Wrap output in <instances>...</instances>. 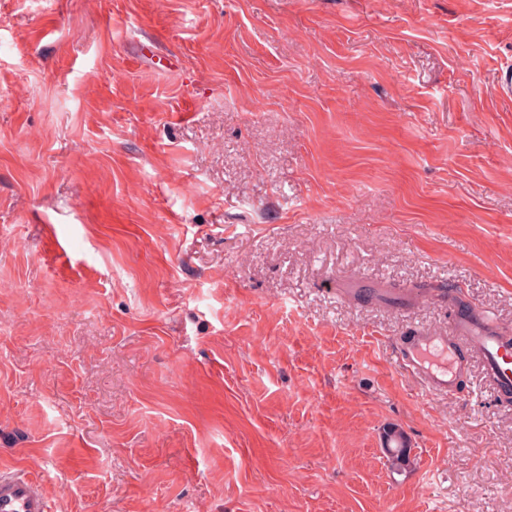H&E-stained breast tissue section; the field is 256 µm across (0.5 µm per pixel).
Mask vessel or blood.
<instances>
[{
    "label": "vessel or blood",
    "mask_w": 512,
    "mask_h": 512,
    "mask_svg": "<svg viewBox=\"0 0 512 512\" xmlns=\"http://www.w3.org/2000/svg\"><path fill=\"white\" fill-rule=\"evenodd\" d=\"M465 345L477 355L494 389L512 391V339L471 313L456 316L449 332L407 337L396 346L395 357L428 391L451 394L468 365L461 354ZM0 512H49L40 482L24 471L1 467Z\"/></svg>",
    "instance_id": "vessel-or-blood-1"
}]
</instances>
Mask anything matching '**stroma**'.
Listing matches in <instances>:
<instances>
[{
	"label": "stroma",
	"mask_w": 512,
	"mask_h": 512,
	"mask_svg": "<svg viewBox=\"0 0 512 512\" xmlns=\"http://www.w3.org/2000/svg\"><path fill=\"white\" fill-rule=\"evenodd\" d=\"M507 69L512 0H0V462L50 512H512V402L393 348L512 336ZM382 446L393 471L399 473L410 466V448L402 429L396 426L386 427L382 436Z\"/></svg>",
	"instance_id": "obj_1"
}]
</instances>
